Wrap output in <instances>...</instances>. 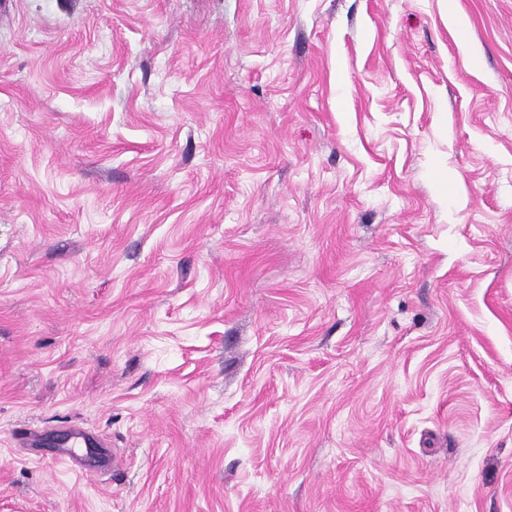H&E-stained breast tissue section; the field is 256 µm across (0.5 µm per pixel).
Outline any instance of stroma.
I'll use <instances>...</instances> for the list:
<instances>
[{"mask_svg": "<svg viewBox=\"0 0 512 512\" xmlns=\"http://www.w3.org/2000/svg\"><path fill=\"white\" fill-rule=\"evenodd\" d=\"M0 512H512V0H0Z\"/></svg>", "mask_w": 512, "mask_h": 512, "instance_id": "obj_1", "label": "stroma"}]
</instances>
